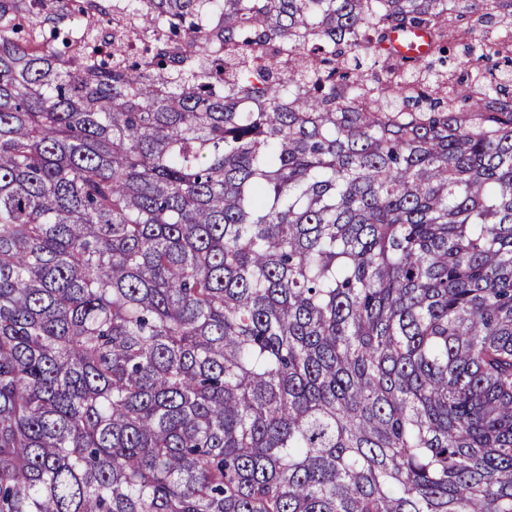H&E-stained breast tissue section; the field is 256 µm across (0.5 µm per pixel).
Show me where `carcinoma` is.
<instances>
[{"label":"carcinoma","instance_id":"cac0c4a2","mask_svg":"<svg viewBox=\"0 0 512 512\" xmlns=\"http://www.w3.org/2000/svg\"><path fill=\"white\" fill-rule=\"evenodd\" d=\"M507 43L0 0V512H512Z\"/></svg>","mask_w":512,"mask_h":512}]
</instances>
